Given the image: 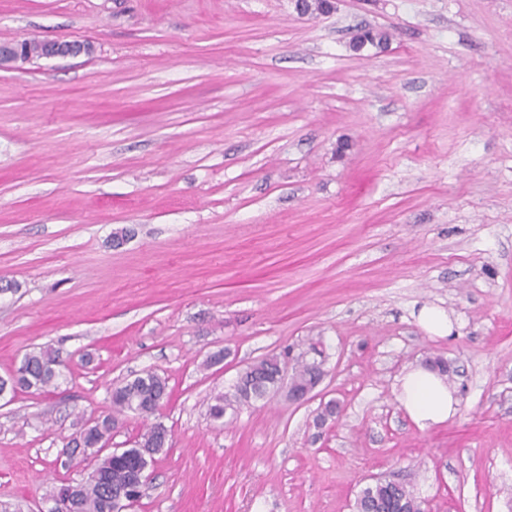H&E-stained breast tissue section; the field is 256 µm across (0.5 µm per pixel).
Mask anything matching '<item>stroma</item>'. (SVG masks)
<instances>
[{
  "label": "stroma",
  "instance_id": "stroma-1",
  "mask_svg": "<svg viewBox=\"0 0 512 512\" xmlns=\"http://www.w3.org/2000/svg\"><path fill=\"white\" fill-rule=\"evenodd\" d=\"M335 3L0 0V40L92 48L0 67V376L63 363L0 398V502L78 481L62 450L150 370L168 442L131 512H354L379 478L512 512V0ZM314 343L312 402L210 417ZM437 355L459 407L423 429L398 380ZM422 326L430 333L443 337L451 329V321L445 311L436 308H423L419 315ZM62 361L56 351L50 348H43L37 352H31L24 356L20 367L15 374L8 378H0V389L8 384V390L11 393L17 390H44L57 384V380L62 376L59 372V366ZM7 392V385L0 392V397ZM282 361L281 356L276 354L263 357L245 379L240 381L238 378L231 395L215 398V404L209 408L212 419L219 421L224 418L227 409L235 411L238 407L249 406L254 401L264 398L270 392L278 391L281 384L277 374Z\"/></svg>",
  "mask_w": 512,
  "mask_h": 512
}]
</instances>
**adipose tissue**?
<instances>
[{
    "label": "adipose tissue",
    "mask_w": 512,
    "mask_h": 512,
    "mask_svg": "<svg viewBox=\"0 0 512 512\" xmlns=\"http://www.w3.org/2000/svg\"><path fill=\"white\" fill-rule=\"evenodd\" d=\"M399 402L407 416L423 428L448 421L458 408V400L444 378L422 365L402 373Z\"/></svg>",
    "instance_id": "ef3b65f1"
}]
</instances>
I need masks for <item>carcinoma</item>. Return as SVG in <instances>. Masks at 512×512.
<instances>
[{"label": "carcinoma", "instance_id": "cac0c4a2", "mask_svg": "<svg viewBox=\"0 0 512 512\" xmlns=\"http://www.w3.org/2000/svg\"><path fill=\"white\" fill-rule=\"evenodd\" d=\"M296 9L304 15H329L336 6L333 0H297ZM386 41V33L367 28L355 36L352 49L359 51L368 45L380 48ZM281 362V356L276 354L263 357L245 379L235 383L232 394L215 398V403L209 408L212 419L219 421L227 410L248 406L268 393L278 391L281 384L277 374ZM61 364L57 352L50 348L28 353L16 374L0 378V388L6 385L13 393L32 388L44 390L57 384ZM321 365V361L316 364L297 362L291 377L293 386L303 389L316 384L321 377ZM167 397L165 380L151 371L111 390L114 412H131L145 420L155 414ZM113 424L114 419L108 414L87 427L83 433V449L94 448L100 440L111 435ZM159 426L160 423L156 422L147 427L142 435L144 446L138 445L104 457L97 465V481L55 487L45 494V498L63 503L69 500L74 504L75 512H113L111 493L134 484L138 471L149 465L154 455L163 449ZM354 509L355 512H424L422 501L418 500L409 484H394L386 479L362 488L355 498Z\"/></svg>", "mask_w": 512, "mask_h": 512}]
</instances>
